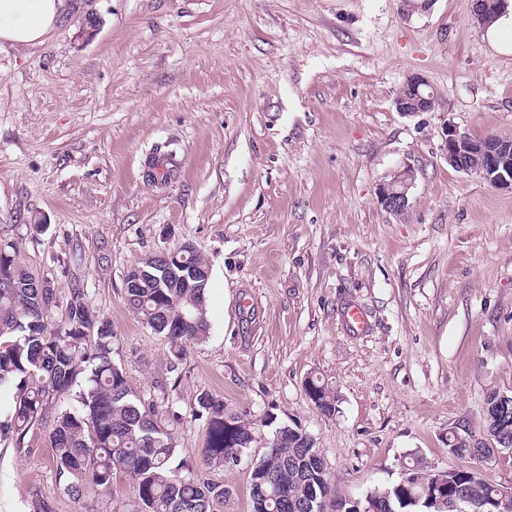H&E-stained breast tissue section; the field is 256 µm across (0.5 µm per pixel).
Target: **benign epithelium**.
Listing matches in <instances>:
<instances>
[{"mask_svg":"<svg viewBox=\"0 0 512 512\" xmlns=\"http://www.w3.org/2000/svg\"><path fill=\"white\" fill-rule=\"evenodd\" d=\"M429 87L427 80L418 75L407 79L405 91L399 93L395 105L397 111L404 115H414L430 111V104L422 95L421 90ZM445 146L448 164L465 171L463 150L477 153L485 158L486 167L479 173L488 177L492 184L501 188L512 189V138L508 136L489 137L473 140L461 133L453 123L445 129ZM415 181L414 170L405 167L394 174L388 182L379 188L381 204L392 212H399L408 204V191Z\"/></svg>","mask_w":512,"mask_h":512,"instance_id":"obj_1","label":"benign epithelium"}]
</instances>
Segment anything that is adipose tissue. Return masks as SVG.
<instances>
[{"label":"adipose tissue","instance_id":"1","mask_svg":"<svg viewBox=\"0 0 512 512\" xmlns=\"http://www.w3.org/2000/svg\"><path fill=\"white\" fill-rule=\"evenodd\" d=\"M71 0H0V42L16 47L43 44L68 14ZM481 36L490 58H512V0L484 22Z\"/></svg>","mask_w":512,"mask_h":512}]
</instances>
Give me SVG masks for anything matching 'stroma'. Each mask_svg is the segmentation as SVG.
Here are the masks:
<instances>
[{
  "mask_svg": "<svg viewBox=\"0 0 512 512\" xmlns=\"http://www.w3.org/2000/svg\"><path fill=\"white\" fill-rule=\"evenodd\" d=\"M43 44H0V245L80 289L113 359L179 447L252 512L250 475L278 424L315 442L332 498L397 483L422 458L468 466L485 397L512 396V190L448 163L443 130L512 136V62L489 58L472 0H75ZM424 77L431 111L394 101ZM412 167L408 205L378 199ZM192 243L210 268L208 337L178 373L124 303L146 258ZM370 326L351 332L349 305ZM336 398L325 415L304 384ZM255 421L236 465L203 469L197 397ZM50 426L0 438V512H131L133 479L72 498Z\"/></svg>",
  "mask_w": 512,
  "mask_h": 512,
  "instance_id": "stroma-1",
  "label": "stroma"
}]
</instances>
